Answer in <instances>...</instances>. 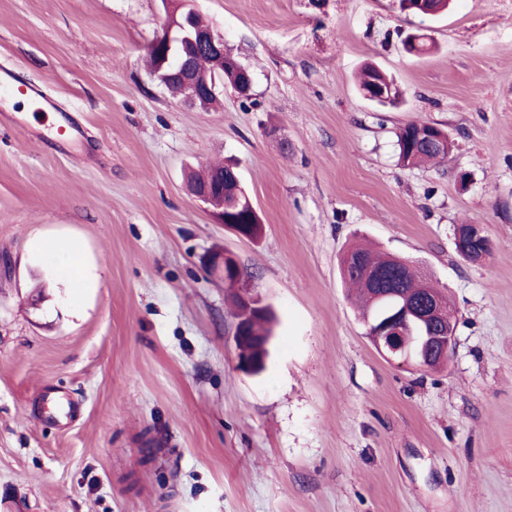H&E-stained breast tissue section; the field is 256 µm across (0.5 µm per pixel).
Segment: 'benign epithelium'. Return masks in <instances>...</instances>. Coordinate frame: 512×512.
Wrapping results in <instances>:
<instances>
[{
	"label": "benign epithelium",
	"mask_w": 512,
	"mask_h": 512,
	"mask_svg": "<svg viewBox=\"0 0 512 512\" xmlns=\"http://www.w3.org/2000/svg\"><path fill=\"white\" fill-rule=\"evenodd\" d=\"M164 9L162 34L148 46L156 63L151 74L166 88L176 86L187 101L202 108L217 97V82L224 79V38L211 29L195 24L196 10L191 0H161ZM206 54L212 67L196 65L199 54ZM224 174L216 169L204 182H192V193L208 206L213 216L224 223ZM457 251L466 260L479 264L492 252L493 244L481 224H468L455 233ZM364 281L377 291V299L385 305L383 313L367 324V336L379 354L388 362L409 368L429 366L433 353L448 358L454 351V319L443 320L447 300L435 294L424 281V299L417 303L403 296L397 281L373 265L359 266ZM224 283L233 285L241 277L236 260L222 257ZM245 315L235 328V341L243 340L248 323L261 313L263 305L252 297L242 298Z\"/></svg>",
	"instance_id": "1"
}]
</instances>
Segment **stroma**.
<instances>
[{"label": "stroma", "mask_w": 512, "mask_h": 512, "mask_svg": "<svg viewBox=\"0 0 512 512\" xmlns=\"http://www.w3.org/2000/svg\"><path fill=\"white\" fill-rule=\"evenodd\" d=\"M253 76L202 109L151 77L160 0H0V66L58 104L0 118V504L19 512H512V0H194ZM430 54L407 53V34ZM373 63L397 106L358 89ZM84 139L58 147L52 120ZM453 147L408 168L395 132ZM233 162L263 224L218 221L188 171ZM484 225V263L456 250ZM449 297L447 366L375 349L338 259L353 236ZM77 240L72 288L40 239ZM275 315L239 365L213 259Z\"/></svg>", "instance_id": "obj_1"}]
</instances>
